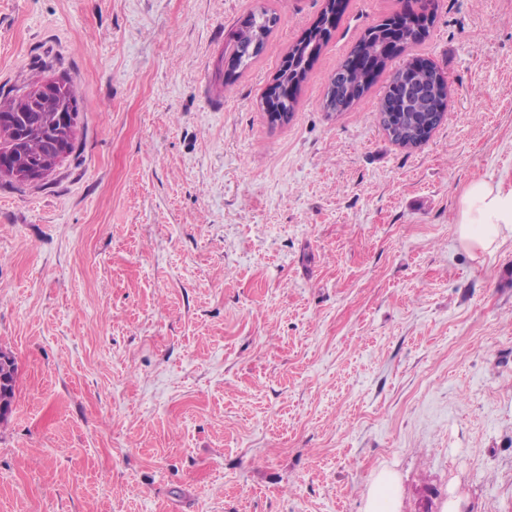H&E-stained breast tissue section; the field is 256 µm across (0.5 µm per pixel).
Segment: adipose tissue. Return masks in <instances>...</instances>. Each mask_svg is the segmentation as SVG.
I'll list each match as a JSON object with an SVG mask.
<instances>
[{"label": "adipose tissue", "mask_w": 512, "mask_h": 512, "mask_svg": "<svg viewBox=\"0 0 512 512\" xmlns=\"http://www.w3.org/2000/svg\"><path fill=\"white\" fill-rule=\"evenodd\" d=\"M459 239L474 253H490L505 238L512 237V188L481 179L462 194L457 213ZM362 512H400L399 481L388 468L372 479Z\"/></svg>", "instance_id": "adipose-tissue-1"}]
</instances>
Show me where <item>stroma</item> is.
<instances>
[{
	"mask_svg": "<svg viewBox=\"0 0 512 512\" xmlns=\"http://www.w3.org/2000/svg\"><path fill=\"white\" fill-rule=\"evenodd\" d=\"M325 0H0V105L70 81L75 151L0 178V512H512V238L454 219L512 187V0H436L449 109L392 143L381 75L325 87L400 0H348L287 122L260 102ZM279 22L225 85L231 31ZM459 239L473 253H491L499 242L512 237V188L481 179L462 194L457 213ZM3 352L9 355L8 358L10 359V363L2 364L0 366L1 379L3 378V382L0 383V403L1 410H4L3 420L0 421L1 423L7 419L8 415L11 412L12 404L16 397L17 383L16 359L11 352ZM361 512H400L399 481L393 470L381 469L373 477Z\"/></svg>",
	"mask_w": 512,
	"mask_h": 512,
	"instance_id": "stroma-1",
	"label": "stroma"
}]
</instances>
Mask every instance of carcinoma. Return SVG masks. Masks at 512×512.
<instances>
[{
    "mask_svg": "<svg viewBox=\"0 0 512 512\" xmlns=\"http://www.w3.org/2000/svg\"><path fill=\"white\" fill-rule=\"evenodd\" d=\"M406 9L385 16L376 25L368 28L352 46L347 59L331 78L324 99L328 112H348L358 102L376 78L387 68L391 57L384 48L390 42L400 49L426 39L433 23L435 0H406ZM347 0H325V5L304 36L297 41L285 57L275 81L279 85L294 86L290 94L272 89L263 96V110L282 112L290 116L298 103L302 82L314 60L328 44L345 13ZM276 13L261 9L248 18V24L238 27L230 37L226 53L235 60V69L246 68L257 54L249 51L254 42L265 44L278 23ZM443 76L441 69L432 61L421 58L416 69H398L389 78L386 96L382 99L380 111L396 114L393 125L385 128L390 140L403 147L411 148L424 142L422 139V114L430 108L414 101H405L393 94L394 87L403 80L415 78L420 83L435 88L436 77ZM67 87V97L51 99L25 106L19 112L0 114V154H13L19 162L49 157L47 147L53 135L59 132L60 108L69 107V100L75 99L67 78L60 79ZM10 363L0 366V408L9 415L16 397L17 363L9 356Z\"/></svg>",
    "mask_w": 512,
    "mask_h": 512,
    "instance_id": "1",
    "label": "carcinoma"
}]
</instances>
